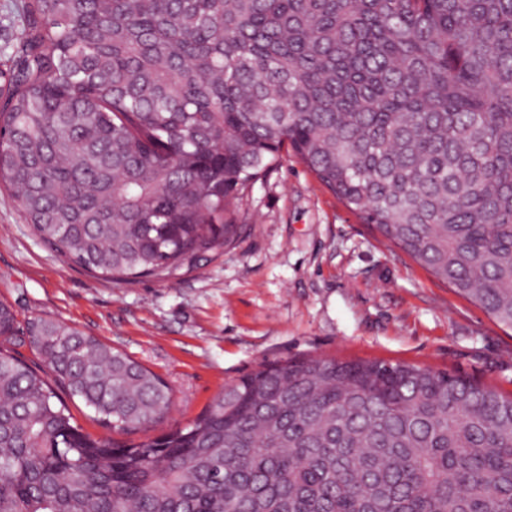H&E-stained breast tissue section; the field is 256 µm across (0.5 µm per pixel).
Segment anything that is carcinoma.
Wrapping results in <instances>:
<instances>
[{"label": "carcinoma", "mask_w": 512, "mask_h": 512, "mask_svg": "<svg viewBox=\"0 0 512 512\" xmlns=\"http://www.w3.org/2000/svg\"><path fill=\"white\" fill-rule=\"evenodd\" d=\"M0 189L93 277H167L237 233L289 146L512 329V0H16ZM22 336L49 371L16 357ZM170 386L0 303V512H512V396L382 360H286L137 443Z\"/></svg>", "instance_id": "1"}]
</instances>
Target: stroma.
<instances>
[{
    "mask_svg": "<svg viewBox=\"0 0 512 512\" xmlns=\"http://www.w3.org/2000/svg\"><path fill=\"white\" fill-rule=\"evenodd\" d=\"M223 251L170 278L95 279L44 245L0 192V302L122 350L172 389L144 440L194 420L264 364L385 360L512 395V329L347 209L292 152L238 202Z\"/></svg>",
    "mask_w": 512,
    "mask_h": 512,
    "instance_id": "stroma-1",
    "label": "stroma"
}]
</instances>
